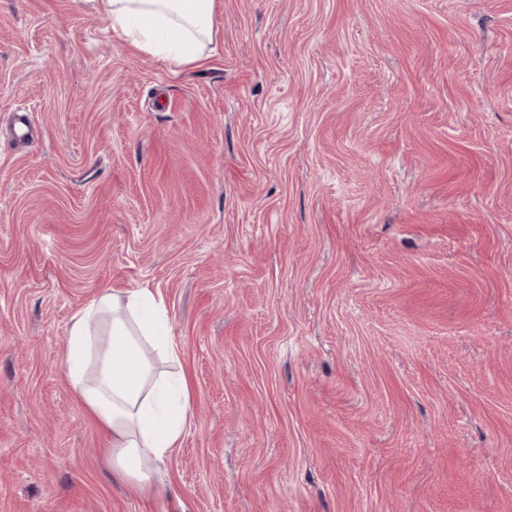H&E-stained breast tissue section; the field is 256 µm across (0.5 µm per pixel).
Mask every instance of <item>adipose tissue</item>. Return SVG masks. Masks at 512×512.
<instances>
[{
  "label": "adipose tissue",
  "mask_w": 512,
  "mask_h": 512,
  "mask_svg": "<svg viewBox=\"0 0 512 512\" xmlns=\"http://www.w3.org/2000/svg\"><path fill=\"white\" fill-rule=\"evenodd\" d=\"M112 32L181 67L202 58L216 0H95ZM163 299L151 288L104 291L71 319L67 381L105 432L114 475L145 490L180 448L191 407L185 377L161 363L176 352L161 326Z\"/></svg>",
  "instance_id": "adipose-tissue-1"
}]
</instances>
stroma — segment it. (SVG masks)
<instances>
[{
	"label": "stroma",
	"instance_id": "35a3bbf8",
	"mask_svg": "<svg viewBox=\"0 0 512 512\" xmlns=\"http://www.w3.org/2000/svg\"><path fill=\"white\" fill-rule=\"evenodd\" d=\"M204 53L0 0V512H512V0H218ZM143 286L160 493L64 362Z\"/></svg>",
	"mask_w": 512,
	"mask_h": 512
}]
</instances>
